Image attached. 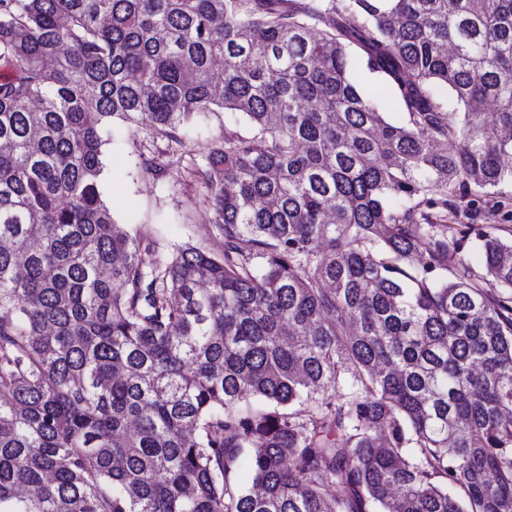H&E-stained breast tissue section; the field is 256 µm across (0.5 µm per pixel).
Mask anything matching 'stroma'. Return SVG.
Instances as JSON below:
<instances>
[{"label":"stroma","instance_id":"stroma-1","mask_svg":"<svg viewBox=\"0 0 512 512\" xmlns=\"http://www.w3.org/2000/svg\"><path fill=\"white\" fill-rule=\"evenodd\" d=\"M228 125L239 131L245 128L230 113H211L187 129L184 146L176 149L145 126L115 132L103 147L101 183L114 219L131 234L152 239L158 253L169 255L175 246L189 243L221 255L224 238L213 222L203 188L189 177L186 166L192 160L204 162L213 140ZM148 150L158 155L163 165L160 174L137 172L138 155ZM473 221L512 231V183L477 192Z\"/></svg>","mask_w":512,"mask_h":512}]
</instances>
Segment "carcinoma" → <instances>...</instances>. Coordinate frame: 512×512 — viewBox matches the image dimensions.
Returning <instances> with one entry per match:
<instances>
[{"label":"carcinoma","instance_id":"1","mask_svg":"<svg viewBox=\"0 0 512 512\" xmlns=\"http://www.w3.org/2000/svg\"><path fill=\"white\" fill-rule=\"evenodd\" d=\"M217 109L166 257L105 138ZM505 156L512 0H0V512H512ZM356 79L361 89L368 95L379 99L384 112H387L388 118L394 122H400L404 114L400 112L398 103L391 97L389 91L375 78L362 72L356 73ZM472 191L478 189L471 185ZM476 196L472 198L476 200L473 213V219L461 215L456 219L453 214L448 211V223L462 222L459 224H498L500 229L496 234L508 237L512 240V183L507 182L495 189L478 190Z\"/></svg>","mask_w":512,"mask_h":512}]
</instances>
